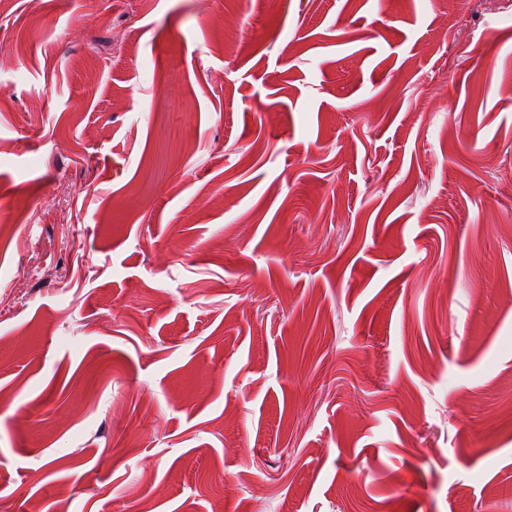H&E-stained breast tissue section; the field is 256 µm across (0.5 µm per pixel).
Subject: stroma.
<instances>
[{"instance_id": "stroma-1", "label": "stroma", "mask_w": 512, "mask_h": 512, "mask_svg": "<svg viewBox=\"0 0 512 512\" xmlns=\"http://www.w3.org/2000/svg\"><path fill=\"white\" fill-rule=\"evenodd\" d=\"M0 220V512H512V0H0Z\"/></svg>"}]
</instances>
